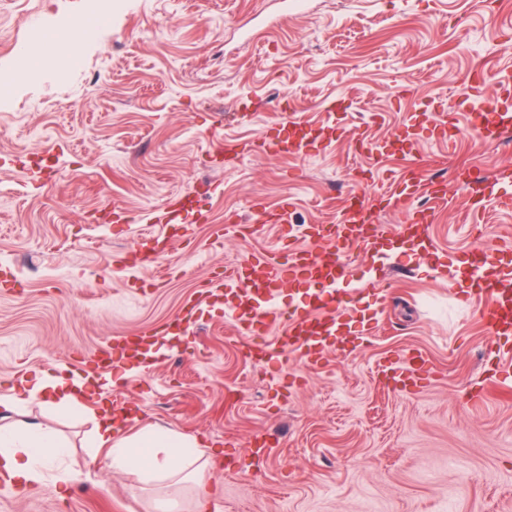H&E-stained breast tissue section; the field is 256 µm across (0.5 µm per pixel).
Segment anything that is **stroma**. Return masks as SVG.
I'll use <instances>...</instances> for the list:
<instances>
[{
	"mask_svg": "<svg viewBox=\"0 0 512 512\" xmlns=\"http://www.w3.org/2000/svg\"><path fill=\"white\" fill-rule=\"evenodd\" d=\"M301 3L282 18L278 0H105L106 23L59 53L49 36L85 0H0V69L22 51L36 66L0 102V397L61 368L91 377L81 408L31 401L17 420L52 428L77 470L102 400L138 407L127 432L159 424L208 443L217 512H512V335L489 331L465 278L473 249L512 259V210L497 185L473 213L456 184L512 166V134L487 143L469 119L475 71L512 90V0ZM415 114L446 124L447 141L423 132L379 153ZM293 117L334 133L302 156L240 154ZM412 162L445 177L446 195L396 198ZM353 194L389 227L424 205L438 256L411 240L350 247L368 342L320 364L255 362L206 283L288 247L259 213L286 202L292 224H334ZM159 234L167 252L131 265ZM191 304L194 331L158 336L150 369L121 366L113 386L91 363ZM415 353L421 388L376 375ZM490 380L498 390L480 395ZM261 434L258 463L247 449ZM96 454L64 496L50 475L23 494L0 485V512H149L151 491Z\"/></svg>",
	"mask_w": 512,
	"mask_h": 512,
	"instance_id": "1",
	"label": "stroma"
}]
</instances>
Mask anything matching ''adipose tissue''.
<instances>
[{
    "mask_svg": "<svg viewBox=\"0 0 512 512\" xmlns=\"http://www.w3.org/2000/svg\"><path fill=\"white\" fill-rule=\"evenodd\" d=\"M84 384V378L77 374L50 373L26 386L25 394L76 406ZM91 443L108 449L112 468L130 476L137 486L186 487L188 500L174 496L168 499L177 510L183 507L187 512H212L213 494L206 479L211 461L202 438L165 428H149L129 436L105 408L95 417ZM67 453L66 443L42 423L0 425V470L18 483L39 482L44 470Z\"/></svg>",
    "mask_w": 512,
    "mask_h": 512,
    "instance_id": "ef3b65f1",
    "label": "adipose tissue"
}]
</instances>
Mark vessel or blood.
<instances>
[{"mask_svg": "<svg viewBox=\"0 0 512 512\" xmlns=\"http://www.w3.org/2000/svg\"><path fill=\"white\" fill-rule=\"evenodd\" d=\"M491 104L492 116L481 112L473 115L475 130L487 142L500 140L504 131L512 128V113L505 111L504 100L495 97ZM442 191L441 182L419 173L402 181L398 194L412 199ZM428 220L426 211H417L401 225L399 234L416 239L420 253L430 259L435 255L436 245L425 231ZM372 221V208L363 205L340 218L332 233H325L322 225H308L305 240L323 243V250L301 248L286 258L254 252L237 266L226 268L223 276L210 280L208 287L223 291L224 317L238 331H245L256 322L280 328V336L267 346L268 358L297 350L307 360L316 362L326 350L345 351L348 343L363 338L365 328L363 321L354 319L347 307L337 305L333 290L348 276L345 249L357 243L372 247L375 238L383 236L382 227L373 226ZM469 280L474 300L488 305L486 315L495 333L511 336L512 265L495 260L488 251L476 250L470 261ZM296 282L310 287L311 292L305 311L287 315L277 307L275 299L283 288ZM151 344L146 336H126L98 349L94 362L101 367L136 358Z\"/></svg>", "mask_w": 512, "mask_h": 512, "instance_id": "1", "label": "vessel or blood"}]
</instances>
